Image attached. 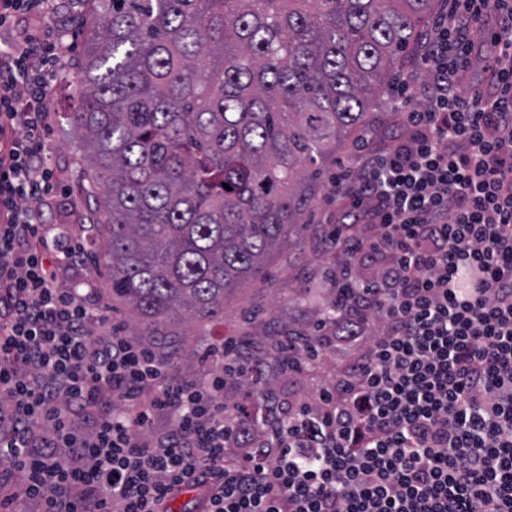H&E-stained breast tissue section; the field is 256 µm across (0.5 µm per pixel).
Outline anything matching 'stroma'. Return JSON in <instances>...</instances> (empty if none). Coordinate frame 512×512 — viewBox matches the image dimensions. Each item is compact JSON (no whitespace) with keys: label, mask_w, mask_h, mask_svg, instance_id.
Returning <instances> with one entry per match:
<instances>
[{"label":"stroma","mask_w":512,"mask_h":512,"mask_svg":"<svg viewBox=\"0 0 512 512\" xmlns=\"http://www.w3.org/2000/svg\"><path fill=\"white\" fill-rule=\"evenodd\" d=\"M76 99L75 85L69 79L59 78L48 100L47 162L53 173V189L48 195L50 206L45 209L43 220L48 224L68 220L76 227V241L85 246V263L68 274V282L90 276L103 289L107 286L106 271L95 266L94 248L79 229L85 215L70 210L71 200L80 197L86 185L76 165L80 154L78 139L68 120ZM336 207L337 201L332 193L322 194L307 212L300 232L269 259L262 277L225 304L223 319L201 330L189 324L181 325L178 336L166 344L150 336L142 337V344L165 364L171 377L188 380L196 377L197 372L190 369L187 355L204 354L225 337H249L254 350L264 351L273 315H281L300 326L313 323L333 298L327 284V272L335 256L324 238L330 229L329 222L336 214ZM350 357L348 349L330 344L307 370L272 376L274 412L286 411L312 394L318 386L335 382L345 373Z\"/></svg>","instance_id":"stroma-1"}]
</instances>
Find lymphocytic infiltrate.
<instances>
[{"instance_id":"1","label":"lymphocytic infiltrate","mask_w":512,"mask_h":512,"mask_svg":"<svg viewBox=\"0 0 512 512\" xmlns=\"http://www.w3.org/2000/svg\"><path fill=\"white\" fill-rule=\"evenodd\" d=\"M61 2L0 0V486L21 478L36 512H170L189 487L206 512H512V0H448L425 78L390 91L399 134L337 176L336 221L358 230L328 239L326 327L370 346L266 448L224 403L234 338L173 380L93 280L63 283L82 248L40 216L64 35L31 33ZM479 43L484 85L466 78Z\"/></svg>"}]
</instances>
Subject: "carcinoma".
<instances>
[{
  "instance_id": "1",
  "label": "carcinoma",
  "mask_w": 512,
  "mask_h": 512,
  "mask_svg": "<svg viewBox=\"0 0 512 512\" xmlns=\"http://www.w3.org/2000/svg\"><path fill=\"white\" fill-rule=\"evenodd\" d=\"M73 81L87 232L106 308L141 336L224 318L319 196L322 167L374 119L435 0H87ZM230 189H225L223 184ZM321 327L281 324L300 359Z\"/></svg>"
}]
</instances>
